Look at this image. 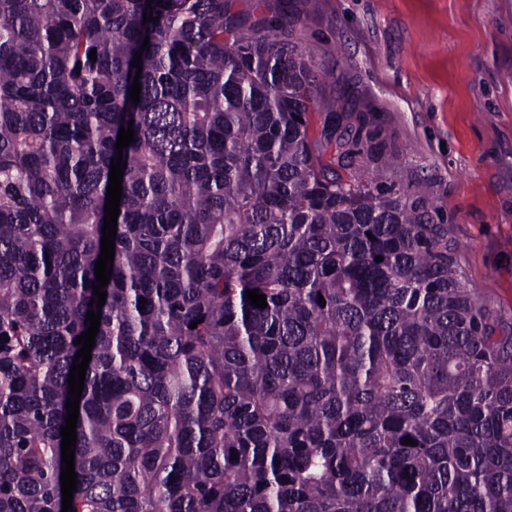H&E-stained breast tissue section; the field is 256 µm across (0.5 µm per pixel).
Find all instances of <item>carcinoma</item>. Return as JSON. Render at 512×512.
<instances>
[{"label": "carcinoma", "instance_id": "obj_1", "mask_svg": "<svg viewBox=\"0 0 512 512\" xmlns=\"http://www.w3.org/2000/svg\"><path fill=\"white\" fill-rule=\"evenodd\" d=\"M302 32L234 0H0V512H62L97 309L73 512H512V325L355 166Z\"/></svg>", "mask_w": 512, "mask_h": 512}]
</instances>
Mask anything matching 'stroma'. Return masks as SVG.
Segmentation results:
<instances>
[{
	"label": "stroma",
	"instance_id": "1",
	"mask_svg": "<svg viewBox=\"0 0 512 512\" xmlns=\"http://www.w3.org/2000/svg\"><path fill=\"white\" fill-rule=\"evenodd\" d=\"M319 94L369 168L430 207L468 287L512 323V0H291Z\"/></svg>",
	"mask_w": 512,
	"mask_h": 512
}]
</instances>
